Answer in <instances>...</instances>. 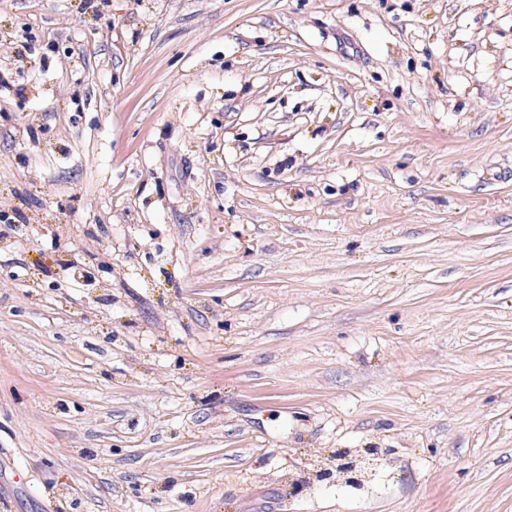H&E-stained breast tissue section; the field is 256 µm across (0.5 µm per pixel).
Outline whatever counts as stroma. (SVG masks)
Wrapping results in <instances>:
<instances>
[{"label": "stroma", "mask_w": 512, "mask_h": 512, "mask_svg": "<svg viewBox=\"0 0 512 512\" xmlns=\"http://www.w3.org/2000/svg\"><path fill=\"white\" fill-rule=\"evenodd\" d=\"M0 213V512H512V0H0ZM363 457L352 455L349 451L338 452L333 458L331 467L319 470L316 477L319 481H330L335 473L336 478H342L347 485L360 486Z\"/></svg>", "instance_id": "35a3bbf8"}]
</instances>
